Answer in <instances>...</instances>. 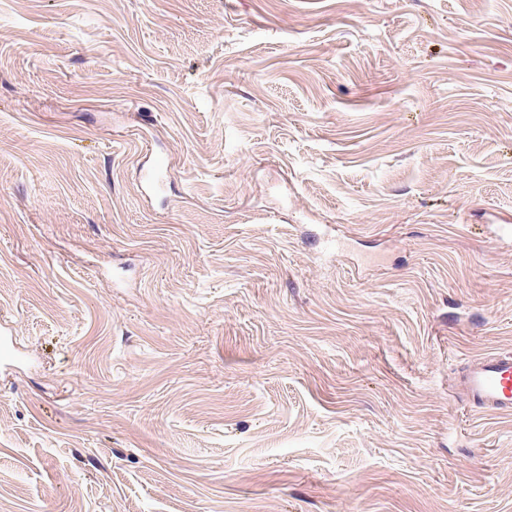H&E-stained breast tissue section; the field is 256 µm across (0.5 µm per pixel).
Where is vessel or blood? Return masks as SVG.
Here are the masks:
<instances>
[{"mask_svg":"<svg viewBox=\"0 0 512 512\" xmlns=\"http://www.w3.org/2000/svg\"><path fill=\"white\" fill-rule=\"evenodd\" d=\"M460 393L474 409L490 413L512 412V351L472 359L459 381Z\"/></svg>","mask_w":512,"mask_h":512,"instance_id":"obj_1","label":"vessel or blood"}]
</instances>
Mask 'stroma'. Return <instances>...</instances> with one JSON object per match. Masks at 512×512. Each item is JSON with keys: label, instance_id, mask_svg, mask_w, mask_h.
Returning <instances> with one entry per match:
<instances>
[{"label": "stroma", "instance_id": "obj_1", "mask_svg": "<svg viewBox=\"0 0 512 512\" xmlns=\"http://www.w3.org/2000/svg\"><path fill=\"white\" fill-rule=\"evenodd\" d=\"M506 216L512 0H0V512H512ZM464 400L480 412H512V351L472 359L459 381Z\"/></svg>", "mask_w": 512, "mask_h": 512}]
</instances>
